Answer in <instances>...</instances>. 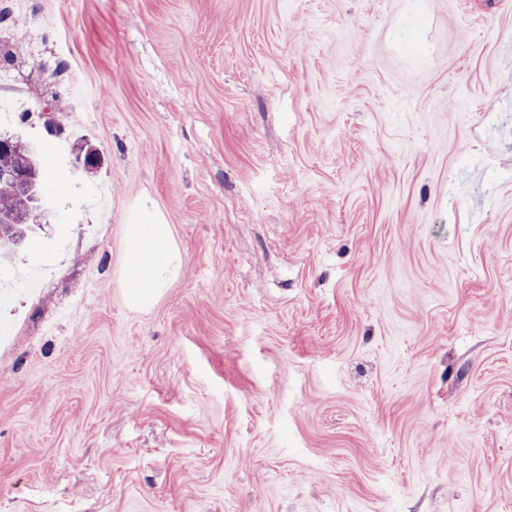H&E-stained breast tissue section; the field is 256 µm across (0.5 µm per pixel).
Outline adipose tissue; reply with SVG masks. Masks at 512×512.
<instances>
[{
    "label": "adipose tissue",
    "instance_id": "obj_1",
    "mask_svg": "<svg viewBox=\"0 0 512 512\" xmlns=\"http://www.w3.org/2000/svg\"><path fill=\"white\" fill-rule=\"evenodd\" d=\"M127 299L132 307L151 305L174 280L182 256L174 248L167 225L150 216L128 225Z\"/></svg>",
    "mask_w": 512,
    "mask_h": 512
}]
</instances>
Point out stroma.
I'll use <instances>...</instances> for the list:
<instances>
[{"mask_svg": "<svg viewBox=\"0 0 512 512\" xmlns=\"http://www.w3.org/2000/svg\"><path fill=\"white\" fill-rule=\"evenodd\" d=\"M0 13L67 184L0 258V512H512V0ZM145 208L183 262L134 310Z\"/></svg>", "mask_w": 512, "mask_h": 512, "instance_id": "1", "label": "stroma"}]
</instances>
